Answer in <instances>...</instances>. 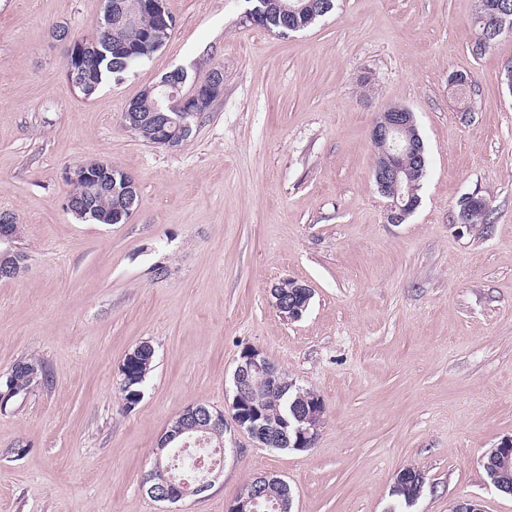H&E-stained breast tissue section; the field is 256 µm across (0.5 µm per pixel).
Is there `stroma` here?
<instances>
[{"mask_svg":"<svg viewBox=\"0 0 512 512\" xmlns=\"http://www.w3.org/2000/svg\"><path fill=\"white\" fill-rule=\"evenodd\" d=\"M165 3L164 47L85 98L51 30L89 34L101 0H0V210L27 256L0 280V374L34 358L50 376L0 413V512H225L265 473L291 486L293 512H389L408 467L427 478L410 512L467 496L512 512L481 462L512 437V35L476 53L477 0H336L288 35L247 22L243 0ZM213 66L224 94L179 148L123 126L165 74ZM392 105L416 115L427 157L401 224L372 179L370 129ZM90 160L135 180L127 223L63 209L65 169ZM473 193L488 223H461ZM286 278L312 290L296 322L269 294ZM143 342L155 359L129 411L118 367ZM247 345L323 399L310 450L237 432ZM197 403L225 411L235 449L204 494L155 501L158 440Z\"/></svg>","mask_w":512,"mask_h":512,"instance_id":"1","label":"stroma"}]
</instances>
